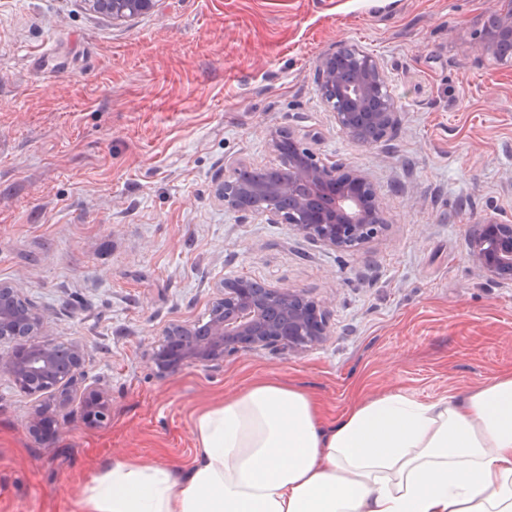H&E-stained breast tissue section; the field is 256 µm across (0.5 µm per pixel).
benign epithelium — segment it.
I'll return each instance as SVG.
<instances>
[{"label": "benign epithelium", "mask_w": 512, "mask_h": 512, "mask_svg": "<svg viewBox=\"0 0 512 512\" xmlns=\"http://www.w3.org/2000/svg\"><path fill=\"white\" fill-rule=\"evenodd\" d=\"M161 0H87L90 11L112 19L116 25L156 10ZM483 22L480 49L498 62H510L501 48L512 43V0H497ZM321 102L349 138L360 125L376 129L377 138L387 137L400 123L397 103L387 86L380 59L357 46L338 53H324L316 69ZM268 149L278 163L268 166L275 181L253 185L239 180L245 164L225 163L230 170L216 190L224 210L242 217L255 216L264 224H292L314 241L332 248L349 249L378 234L384 223L382 198L367 173L321 163L304 146L291 128L269 134ZM306 192L298 210L287 212L277 203L281 194L299 186ZM469 250L472 260L487 276L500 283H512V224L490 220L473 226ZM248 281L222 283L213 300L208 321L173 323L148 356L161 376L173 375L189 363L218 364L224 357L258 347L286 349L301 353L324 343L330 336L325 312L305 293L288 287H269L265 298L249 294ZM288 300V325L267 317L269 307ZM17 343L16 349L0 353V373L29 396L49 394L50 400L37 404L28 417L29 431L66 432L73 413L74 395L80 396L81 420L88 427H100L111 417V395L101 385H85V349L80 344L50 337L48 323L24 298L21 289L0 282V341Z\"/></svg>", "instance_id": "obj_1"}]
</instances>
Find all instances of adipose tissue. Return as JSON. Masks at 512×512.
Returning a JSON list of instances; mask_svg holds the SVG:
<instances>
[{
  "instance_id": "1",
  "label": "adipose tissue",
  "mask_w": 512,
  "mask_h": 512,
  "mask_svg": "<svg viewBox=\"0 0 512 512\" xmlns=\"http://www.w3.org/2000/svg\"><path fill=\"white\" fill-rule=\"evenodd\" d=\"M188 468L106 464L77 512H512V370L459 396L316 397L258 380L202 408Z\"/></svg>"
}]
</instances>
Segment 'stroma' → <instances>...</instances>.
Returning a JSON list of instances; mask_svg holds the SVG:
<instances>
[{
  "mask_svg": "<svg viewBox=\"0 0 512 512\" xmlns=\"http://www.w3.org/2000/svg\"><path fill=\"white\" fill-rule=\"evenodd\" d=\"M496 0H162L122 24L84 0H0V282L111 390L102 428L31 436L34 397L0 375V512H72L102 464L186 468L205 405L260 378L317 395L328 417L401 389L461 394L512 370V285L469 256L473 225L512 220V66L482 55ZM379 57L402 114L349 139L321 103L320 56ZM359 169L384 228L334 250L290 224L225 212L224 161L263 168L270 131ZM288 286L327 311L302 353L257 348L158 376L146 354L205 321L215 287Z\"/></svg>",
  "mask_w": 512,
  "mask_h": 512,
  "instance_id": "stroma-1",
  "label": "stroma"
}]
</instances>
